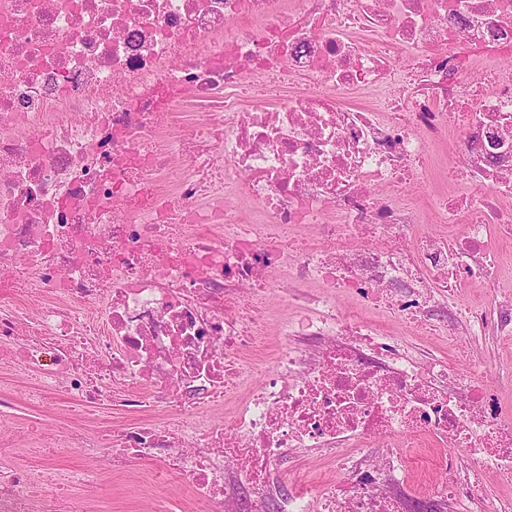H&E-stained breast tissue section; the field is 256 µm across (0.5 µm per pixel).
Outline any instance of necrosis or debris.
Listing matches in <instances>:
<instances>
[{
  "instance_id": "4bbe7bcc",
  "label": "necrosis or debris",
  "mask_w": 512,
  "mask_h": 512,
  "mask_svg": "<svg viewBox=\"0 0 512 512\" xmlns=\"http://www.w3.org/2000/svg\"><path fill=\"white\" fill-rule=\"evenodd\" d=\"M451 143L447 187L421 201ZM424 204L455 234L412 236ZM493 231L512 236V0H0V368L36 380L0 386V410L166 416L52 439L35 466L0 435V512H92L97 470L59 463L75 447L110 468L136 449L201 512H405L367 471L350 496L277 489L289 449L347 472L374 438L396 441L401 485L429 444L512 475L485 366L458 375L336 306L511 336ZM475 282L493 303L461 302ZM273 294L297 317L255 389ZM243 388L224 427L210 411Z\"/></svg>"
}]
</instances>
